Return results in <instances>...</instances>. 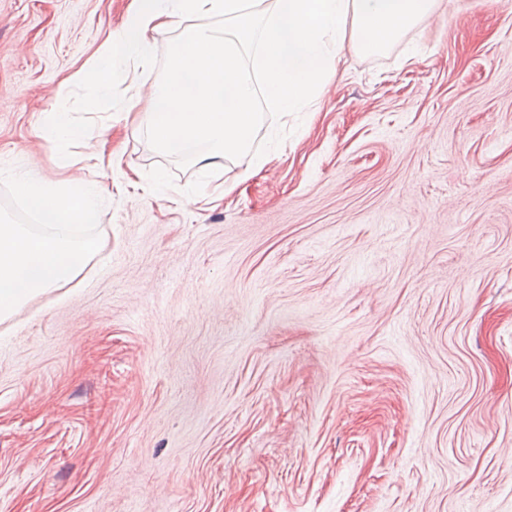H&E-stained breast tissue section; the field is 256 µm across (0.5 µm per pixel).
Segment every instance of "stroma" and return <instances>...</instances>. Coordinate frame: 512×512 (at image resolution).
I'll return each mask as SVG.
<instances>
[{"label":"stroma","mask_w":512,"mask_h":512,"mask_svg":"<svg viewBox=\"0 0 512 512\" xmlns=\"http://www.w3.org/2000/svg\"><path fill=\"white\" fill-rule=\"evenodd\" d=\"M132 8L0 0V168L111 195L0 323V512H512V0L345 44L232 187L131 133L172 36L111 99L84 77Z\"/></svg>","instance_id":"obj_1"}]
</instances>
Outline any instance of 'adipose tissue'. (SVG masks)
<instances>
[{"label":"adipose tissue","instance_id":"1","mask_svg":"<svg viewBox=\"0 0 512 512\" xmlns=\"http://www.w3.org/2000/svg\"><path fill=\"white\" fill-rule=\"evenodd\" d=\"M436 0H136L121 31L101 50L102 95L147 64L158 36L175 33L172 65L147 100L142 122L158 152L204 169H227L231 184L267 162L253 153L268 106L301 112L336 72L345 42L368 55L386 52L404 30L431 18ZM193 25H186V18ZM223 18V30L213 19ZM253 64H245V54Z\"/></svg>","mask_w":512,"mask_h":512}]
</instances>
